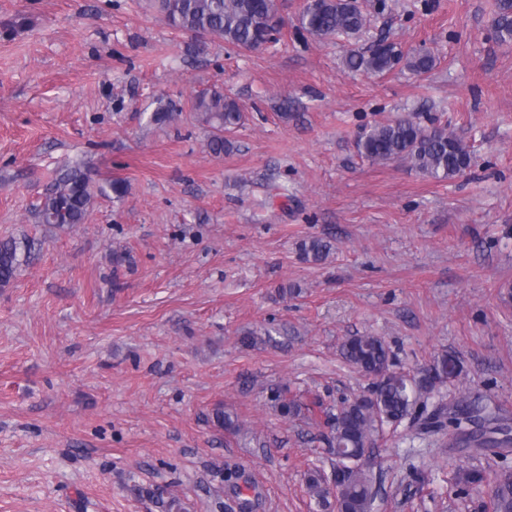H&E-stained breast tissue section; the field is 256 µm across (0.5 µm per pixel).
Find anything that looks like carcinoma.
I'll return each mask as SVG.
<instances>
[{
  "instance_id": "1",
  "label": "carcinoma",
  "mask_w": 512,
  "mask_h": 512,
  "mask_svg": "<svg viewBox=\"0 0 512 512\" xmlns=\"http://www.w3.org/2000/svg\"><path fill=\"white\" fill-rule=\"evenodd\" d=\"M152 7L168 25L179 32L190 33L205 44L222 40L239 49L251 50L269 41L271 23L279 19L280 0H151ZM494 32L501 43L512 42V0H497ZM28 25L24 16H16L0 24V36L10 39ZM366 25L359 10L349 8L343 0H310L303 7L299 28L319 39L358 35ZM437 59L424 49L402 53L397 43L386 48L366 51L350 49L345 65L351 71L380 75L404 65L416 74L433 70ZM195 109L211 128L209 151L219 155L233 148L228 137L243 122L239 103L215 91L196 101ZM182 109L168 103L157 109L153 121L170 123ZM359 155L371 162L401 160L423 174L445 180L461 174L471 164V153L445 127H423L410 118H399L363 133L356 141ZM94 200L93 178L80 166L61 171L54 179L39 209L45 224H82ZM20 243L0 240V284L16 275L20 265ZM304 257L311 261L327 258L330 246L313 238L302 245ZM343 357L372 379L363 394L341 402L338 411L325 405L315 395L304 402L288 395V388L270 389L269 401L285 418L304 417L311 422L324 419L329 428L325 452L332 461L329 473L310 471L307 492L325 512H372L374 504L373 475L365 461L376 434L385 424H398L413 418L419 404L435 394L449 381L448 356L442 355L417 376L394 369L391 351L379 336L357 334L348 337L341 347ZM426 428L439 434L453 428L448 445L466 444L482 448L493 443L497 448L512 446L509 429L499 423L489 404L476 399L445 406H434L425 421ZM460 490L481 486L486 478L477 470L459 472L454 477ZM492 512H512V468L506 466L494 479L491 490Z\"/></svg>"
}]
</instances>
